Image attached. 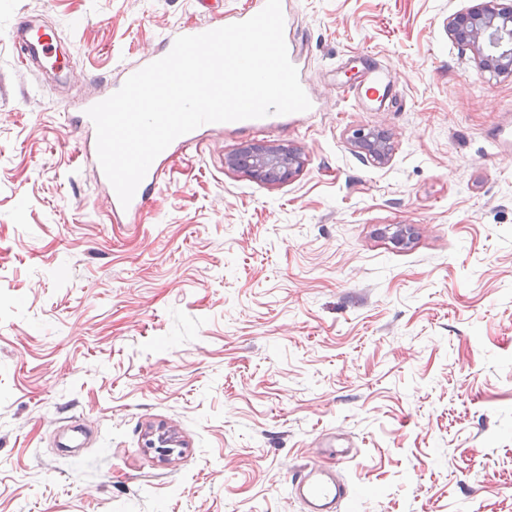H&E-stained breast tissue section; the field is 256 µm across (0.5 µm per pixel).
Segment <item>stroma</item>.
<instances>
[{
	"mask_svg": "<svg viewBox=\"0 0 512 512\" xmlns=\"http://www.w3.org/2000/svg\"><path fill=\"white\" fill-rule=\"evenodd\" d=\"M479 2L288 0L317 111L204 133L125 224L62 106L206 15L0 0V512H304L313 463L340 512H512V78L447 30ZM24 19L68 77L16 64ZM373 71L387 104L348 93ZM373 129L381 165L351 143ZM269 142L288 182L227 167ZM158 426L180 452L145 448ZM292 492L306 512H337L349 496L347 484L336 473L310 464L292 480Z\"/></svg>",
	"mask_w": 512,
	"mask_h": 512,
	"instance_id": "stroma-1",
	"label": "stroma"
}]
</instances>
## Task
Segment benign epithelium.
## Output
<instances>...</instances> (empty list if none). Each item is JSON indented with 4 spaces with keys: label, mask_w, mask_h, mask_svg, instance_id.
Segmentation results:
<instances>
[{
    "label": "benign epithelium",
    "mask_w": 512,
    "mask_h": 512,
    "mask_svg": "<svg viewBox=\"0 0 512 512\" xmlns=\"http://www.w3.org/2000/svg\"><path fill=\"white\" fill-rule=\"evenodd\" d=\"M448 32L457 43L473 51L482 70L495 76L512 77L511 6L501 7L497 0H483L466 12L448 17ZM353 143L375 163L383 164L390 156V141L381 138L374 142L363 130L354 133ZM225 164L232 169L244 168L257 180L280 183L299 171L303 160L292 148L267 145L230 155ZM146 447L168 456L174 454L179 442L169 432L151 430L146 434Z\"/></svg>",
    "instance_id": "benign-epithelium-1"
}]
</instances>
